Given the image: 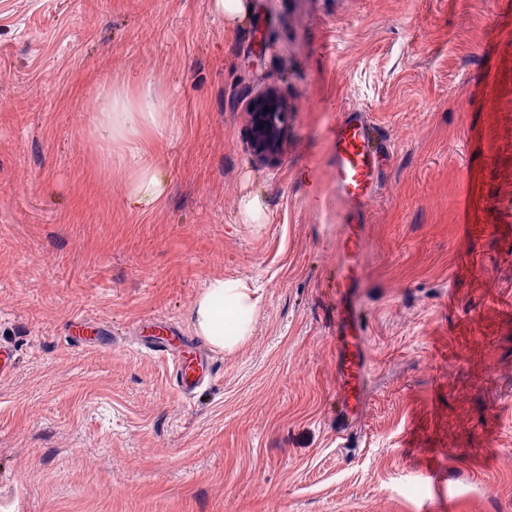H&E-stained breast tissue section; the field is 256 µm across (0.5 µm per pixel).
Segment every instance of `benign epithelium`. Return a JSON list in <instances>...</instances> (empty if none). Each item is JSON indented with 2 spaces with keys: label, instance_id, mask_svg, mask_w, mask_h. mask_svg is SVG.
Segmentation results:
<instances>
[{
  "label": "benign epithelium",
  "instance_id": "benign-epithelium-1",
  "mask_svg": "<svg viewBox=\"0 0 512 512\" xmlns=\"http://www.w3.org/2000/svg\"><path fill=\"white\" fill-rule=\"evenodd\" d=\"M245 108L252 119V160L259 165L277 162L281 129L288 118L287 103L276 90L264 87L247 90Z\"/></svg>",
  "mask_w": 512,
  "mask_h": 512
}]
</instances>
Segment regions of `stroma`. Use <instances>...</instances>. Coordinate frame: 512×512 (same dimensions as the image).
I'll use <instances>...</instances> for the list:
<instances>
[{
	"label": "stroma",
	"instance_id": "stroma-1",
	"mask_svg": "<svg viewBox=\"0 0 512 512\" xmlns=\"http://www.w3.org/2000/svg\"><path fill=\"white\" fill-rule=\"evenodd\" d=\"M0 0V512H512V0ZM153 76L164 200L130 210L100 93ZM290 112L252 163L249 87ZM366 110L391 157L359 283L369 380L336 426L345 206L328 131ZM259 194L263 224L237 221ZM252 335L176 386L152 318L193 335L208 280ZM86 317L100 345L69 344ZM211 9L215 16L224 19V26L235 28L242 23L252 10L250 0H210Z\"/></svg>",
	"mask_w": 512,
	"mask_h": 512
}]
</instances>
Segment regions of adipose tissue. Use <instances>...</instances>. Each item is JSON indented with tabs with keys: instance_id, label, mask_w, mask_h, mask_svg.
Instances as JSON below:
<instances>
[{
	"instance_id": "adipose-tissue-1",
	"label": "adipose tissue",
	"mask_w": 512,
	"mask_h": 512,
	"mask_svg": "<svg viewBox=\"0 0 512 512\" xmlns=\"http://www.w3.org/2000/svg\"><path fill=\"white\" fill-rule=\"evenodd\" d=\"M161 109L152 86L148 85L132 102L121 90H111L100 114V136L108 147L118 151L126 199L135 211L153 207L168 192L165 171L148 160L136 145L143 130L160 125ZM257 306V298L241 281L213 278L196 299L193 328L217 349L234 348L251 336Z\"/></svg>"
}]
</instances>
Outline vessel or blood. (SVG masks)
<instances>
[{"instance_id":"vessel-or-blood-1","label":"vessel or blood","mask_w":512,"mask_h":512,"mask_svg":"<svg viewBox=\"0 0 512 512\" xmlns=\"http://www.w3.org/2000/svg\"><path fill=\"white\" fill-rule=\"evenodd\" d=\"M333 188L347 208V218L339 235L342 262L336 266L330 294L336 312L337 417L342 429L357 423L364 406L367 380L366 338L360 303L357 299L358 275L354 262L363 249L360 226L368 201L376 194L388 148L366 112L348 108L331 128ZM153 353L174 355L182 388L188 389L205 375L203 357L188 339L156 325Z\"/></svg>"}]
</instances>
